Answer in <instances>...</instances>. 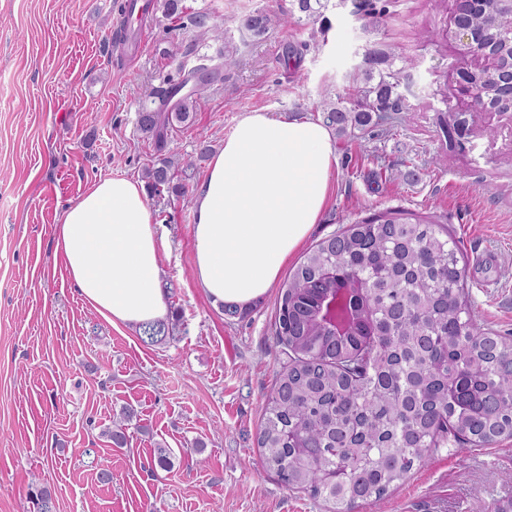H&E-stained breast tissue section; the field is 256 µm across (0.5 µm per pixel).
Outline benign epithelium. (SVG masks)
<instances>
[{
	"mask_svg": "<svg viewBox=\"0 0 512 512\" xmlns=\"http://www.w3.org/2000/svg\"><path fill=\"white\" fill-rule=\"evenodd\" d=\"M463 0H455L452 24L455 37L473 56L484 60V65L473 69L463 63L456 70L462 90L469 93L471 88L466 82L468 75L475 71L483 73L488 79L478 108L483 112H512V34L498 38L493 47L484 41L483 26L470 14L463 11Z\"/></svg>",
	"mask_w": 512,
	"mask_h": 512,
	"instance_id": "1",
	"label": "benign epithelium"
}]
</instances>
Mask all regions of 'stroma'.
<instances>
[{
  "label": "stroma",
  "instance_id": "obj_1",
  "mask_svg": "<svg viewBox=\"0 0 512 512\" xmlns=\"http://www.w3.org/2000/svg\"><path fill=\"white\" fill-rule=\"evenodd\" d=\"M115 0H0V512H34L30 487L56 512H324L261 461L256 432L282 355L273 337L277 290L229 317L192 276L193 196L236 121L261 110L321 118L323 100L353 91L367 52L386 55L412 109L407 122L335 139L333 190L307 240L401 209L447 224L467 268L476 315L512 332V114L481 112L455 84L461 47L449 38L454 0H329L317 20L296 0H162L122 50ZM384 8L364 26V4ZM267 33L242 29L256 11ZM224 33L204 39L189 17ZM236 64L205 92L189 125L168 131L192 167L147 192L162 240L161 286L173 335L143 344L79 294L54 261L53 226L93 183L145 182L158 155L138 127L150 91L197 55ZM208 156H201V149ZM414 163L416 180L395 178ZM133 409L127 447L102 431ZM172 451L171 466L153 450ZM112 472L111 483L99 479ZM512 497V438L468 459L437 452L383 500L356 512H469Z\"/></svg>",
  "mask_w": 512,
  "mask_h": 512
}]
</instances>
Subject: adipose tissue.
<instances>
[{
    "instance_id": "1",
    "label": "adipose tissue",
    "mask_w": 512,
    "mask_h": 512,
    "mask_svg": "<svg viewBox=\"0 0 512 512\" xmlns=\"http://www.w3.org/2000/svg\"><path fill=\"white\" fill-rule=\"evenodd\" d=\"M337 165L321 120L242 116L193 197L192 274L215 303L245 310L263 299L327 206ZM54 259L114 325L164 320L161 242L142 186L105 178L53 229Z\"/></svg>"
}]
</instances>
